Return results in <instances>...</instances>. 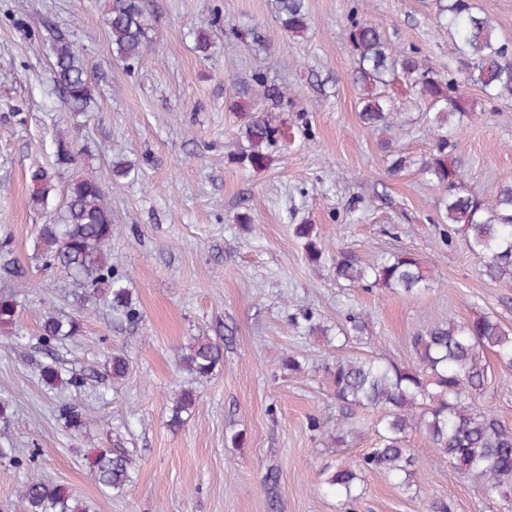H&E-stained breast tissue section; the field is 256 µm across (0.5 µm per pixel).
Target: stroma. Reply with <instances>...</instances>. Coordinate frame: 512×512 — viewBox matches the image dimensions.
<instances>
[{"label":"stroma","mask_w":512,"mask_h":512,"mask_svg":"<svg viewBox=\"0 0 512 512\" xmlns=\"http://www.w3.org/2000/svg\"><path fill=\"white\" fill-rule=\"evenodd\" d=\"M271 0H151L150 48L134 65L116 61L106 27L108 0H0V240L9 239L25 271L18 328L26 342L0 331V398L9 421L0 441L38 449L34 469L0 463V512H25L18 489L29 472L45 475L94 503L96 512H269L264 477L279 473L283 512H506L410 431L407 442L424 456L417 490L405 491L378 472L364 475L354 505L323 487L320 470L353 465L376 445V417L358 411L347 446L331 447L312 419L336 416L321 369L331 350L324 338L295 321L312 311L336 326L362 314V341L348 353L410 365V338L434 323L488 315L512 328V287L488 280L484 261L462 237L442 244L443 191L420 172L431 149L429 114L419 94L394 78L385 88L395 125L373 132L359 119L351 79L353 49L347 19L360 6L397 52L417 49L447 75L454 46L434 18V0H308L310 25L285 33ZM208 53L196 51L193 27L211 14ZM82 48L95 74L92 112H66L53 82L48 27ZM257 27V40L238 29ZM288 84L296 104L278 118L288 130L285 149L267 168H244L227 152L245 113L263 103L255 74ZM476 111L456 137L468 185L483 198L512 179V98L484 102L467 92ZM72 141L76 160L56 167L57 141ZM401 170H393L394 158ZM134 164L135 179L113 181V163ZM56 170L44 210L29 204V172ZM81 176L106 183L103 203L115 233L112 267L123 274L141 319L131 325L106 306L85 310L83 332L58 352L61 364L79 360L88 378L80 390H51L39 379L46 355L32 337L44 311L74 312L64 270L38 269L31 260L37 225L56 218L68 184ZM250 217L254 231L238 222ZM316 228L326 249L350 250L365 263L406 250L436 279L418 297L382 287H346L328 264L309 261L294 233ZM233 334V346L213 375L193 379L179 367L192 336ZM130 359L127 376L112 381L113 351ZM297 356L303 371L283 370ZM482 399L512 428V371L492 366ZM198 394L184 426L168 427L175 392ZM66 398L85 412L84 429H66L55 403ZM241 440L231 443L233 433ZM95 448L133 455L135 483L121 495L103 491L83 456Z\"/></svg>","instance_id":"35a3bbf8"}]
</instances>
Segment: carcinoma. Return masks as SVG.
I'll list each match as a JSON object with an SVG mask.
<instances>
[{"label": "carcinoma", "mask_w": 512, "mask_h": 512, "mask_svg": "<svg viewBox=\"0 0 512 512\" xmlns=\"http://www.w3.org/2000/svg\"><path fill=\"white\" fill-rule=\"evenodd\" d=\"M436 20L448 28L455 48L457 77L446 79L429 69L417 52H394L380 28L359 17L354 8L349 18L348 39L355 60L353 82L360 89L359 118L373 131L391 127V109L382 88L399 74L416 88L429 109L435 111L429 127L433 150L422 162L421 171L443 189V220L448 239L458 234L468 250L486 259L484 275L494 282L512 286V181H504L491 201L477 195L466 184L462 163L453 154L455 138L464 120L471 117L466 90L475 86L490 100L512 96V46L499 40L491 19L480 15L474 0H436ZM273 13L284 30L301 36L309 26L306 0H273ZM220 24L211 15L194 29L196 48H209V30ZM107 29L112 55L127 65L139 61L149 50L148 0H109ZM52 71L64 107L85 112L93 101L92 69L83 51L64 36L52 39ZM264 95L278 103L288 92L256 79ZM241 142L230 154L236 164L263 168L269 150L280 142L281 129L272 120L254 116L241 127ZM50 169L37 166L30 171L33 191L30 204L45 206L53 190ZM107 186L94 177L71 182L58 219L37 228L32 259L43 268H61L80 286L79 309L99 302L118 311L130 323L141 313L125 284V276L112 269L108 246L114 227L112 214L103 204ZM294 232L313 263L327 258L336 280L369 288L381 286L393 292L417 296L431 288L433 275L413 253L399 251L373 263L363 264L350 251L326 256L314 235V225L298 224ZM19 302L13 291L0 292V329L18 333ZM365 329L361 317L351 315L336 326V350L323 367L328 393L340 409L336 423L316 420L313 428L339 447L347 442L353 427L350 419L358 409L377 413L380 440L355 467L340 464L326 467L324 484L329 490L355 499L353 492L366 472H379L399 480L408 489L422 465L415 449L405 444L410 430L422 432L433 450L448 460L461 475L477 481L489 497L512 502V429L483 407L482 397L492 381L486 360L492 354L500 367L512 369V329L490 316L469 321L431 325L410 337L415 362L410 366L387 365L374 356L339 353ZM79 315L44 314L36 340L50 356L66 340L81 335ZM223 359V343L209 336H192L181 347L179 364L187 373L205 378ZM130 367L128 356L112 353L108 372L122 380ZM41 382L51 390L79 389L86 383L85 371L60 366L56 360L41 365ZM195 391L185 389L175 398L169 424L179 427L196 404ZM55 413L72 431L84 425L82 412L61 399ZM36 449L23 456L15 448L0 446V460L16 467L35 460ZM85 465L94 481L117 494L136 477L133 455L121 449L96 448L86 455ZM279 474L267 476L271 512H281L277 487ZM26 512H94L85 500L64 486L31 473L19 489Z\"/></svg>", "instance_id": "1"}]
</instances>
